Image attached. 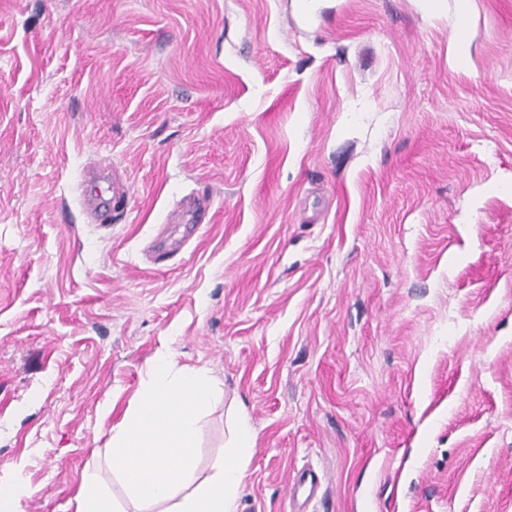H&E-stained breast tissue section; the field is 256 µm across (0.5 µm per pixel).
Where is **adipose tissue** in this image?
<instances>
[{"mask_svg": "<svg viewBox=\"0 0 512 512\" xmlns=\"http://www.w3.org/2000/svg\"><path fill=\"white\" fill-rule=\"evenodd\" d=\"M223 396L208 369L180 364L173 351L151 359L134 405L112 429V474L136 512H237L256 443L248 418L229 410L224 456L209 475L194 463L201 420Z\"/></svg>", "mask_w": 512, "mask_h": 512, "instance_id": "ef3b65f1", "label": "adipose tissue"}]
</instances>
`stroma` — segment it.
I'll list each match as a JSON object with an SVG mask.
<instances>
[{"mask_svg": "<svg viewBox=\"0 0 512 512\" xmlns=\"http://www.w3.org/2000/svg\"><path fill=\"white\" fill-rule=\"evenodd\" d=\"M299 1L0 0L22 512L128 508L112 429L165 348L224 389L200 474L229 404L257 431L237 512L305 467L307 512H512V0ZM75 512H126L115 506L110 497L93 479H87L76 497Z\"/></svg>", "mask_w": 512, "mask_h": 512, "instance_id": "35a3bbf8", "label": "stroma"}]
</instances>
